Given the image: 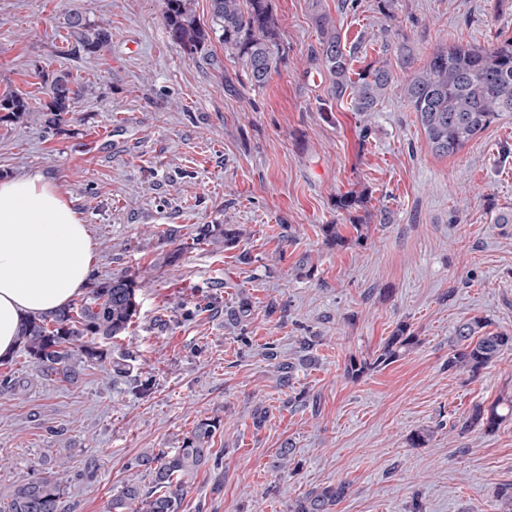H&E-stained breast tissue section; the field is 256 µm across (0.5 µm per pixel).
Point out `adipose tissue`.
Listing matches in <instances>:
<instances>
[{"instance_id": "ef3b65f1", "label": "adipose tissue", "mask_w": 512, "mask_h": 512, "mask_svg": "<svg viewBox=\"0 0 512 512\" xmlns=\"http://www.w3.org/2000/svg\"><path fill=\"white\" fill-rule=\"evenodd\" d=\"M94 241L54 182L30 173L0 179V357L23 322L74 300L88 283Z\"/></svg>"}]
</instances>
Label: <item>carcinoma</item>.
I'll list each match as a JSON object with an SVG mask.
<instances>
[{"label": "carcinoma", "instance_id": "cac0c4a2", "mask_svg": "<svg viewBox=\"0 0 512 512\" xmlns=\"http://www.w3.org/2000/svg\"><path fill=\"white\" fill-rule=\"evenodd\" d=\"M208 25L197 19L192 0H164L163 20L171 41L193 57L207 43L218 40L244 62L251 85L261 87L278 67L275 52L278 20L270 0H210ZM315 24L320 35V61L332 82L331 94L349 101L355 112H374L391 90L393 74L386 65L371 66L352 78L351 51L342 43L332 17L321 14ZM66 27L83 52L97 54L112 41L107 25L94 24L86 16L71 13ZM405 93L416 112L428 147L437 155L456 154L484 131L502 112H512V38L492 48L455 46L437 50L429 63L407 80ZM82 94V87L66 75L49 85L45 109L50 122L62 124ZM31 112L30 104L19 95L0 96V122L16 121ZM240 232L230 224L204 226L198 237H222L225 243L237 241ZM137 276L128 272L94 283L78 306L71 304L55 313L26 320L17 346L35 365L39 375L70 383L78 381L84 367L107 358L105 346L120 338L130 327L139 303ZM249 299H239L227 312L231 324H239L251 314ZM481 320L458 326L448 368L464 369L475 375L500 350L512 344V336L482 331ZM414 337L398 327L383 353L372 363L349 364L347 372L359 377L398 356V350L413 344ZM502 416L497 406H478L462 421L461 428L481 425L495 431ZM217 430L214 420L200 421L181 446L170 451L146 452L136 458L134 467L151 476V487L126 485L113 496L108 512H181L186 478L205 466L213 456L211 441ZM69 466L54 472H40L15 485L9 495L7 512H65ZM342 483L314 488L299 498L290 512H334L343 499Z\"/></svg>", "mask_w": 512, "mask_h": 512}]
</instances>
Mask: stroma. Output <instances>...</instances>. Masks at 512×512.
<instances>
[{
  "mask_svg": "<svg viewBox=\"0 0 512 512\" xmlns=\"http://www.w3.org/2000/svg\"><path fill=\"white\" fill-rule=\"evenodd\" d=\"M271 4L283 60L257 87L219 42L184 55L163 0H0V95L47 102L60 74L83 88L61 125L43 112L0 122V178L37 171L55 182L94 240L92 279L126 271L140 282L128 332L77 382L37 377L18 352L0 365L16 383L0 395V506L32 470L66 459V512H107L125 484H149L130 467L140 453L178 447L209 418L216 459L189 480L181 512H289L341 481L336 512H503L512 345L474 377L447 361L471 318L512 334V224L495 221L512 210V113L458 153L435 155L395 49L418 70L442 47L494 46L512 37V0ZM71 11L109 23L110 46L73 52ZM320 14L355 47L354 71L392 69L376 112L332 97ZM350 192L359 204L337 209ZM205 224L235 225L241 237L196 241ZM328 224L345 246L329 244ZM242 296L252 312L228 324ZM401 324L415 343L376 365ZM305 336L316 339L310 365L300 362ZM127 351L134 370L113 380L110 361ZM353 360L373 367L351 378ZM279 361L296 366L291 386L278 381ZM299 392L304 405H292ZM479 405L497 406L498 429L459 431ZM418 432L428 441L416 448ZM287 445L291 462L274 468Z\"/></svg>",
  "mask_w": 512,
  "mask_h": 512,
  "instance_id": "35a3bbf8",
  "label": "stroma"
}]
</instances>
